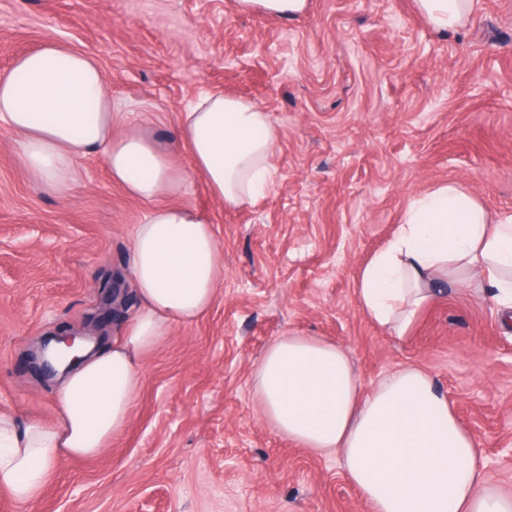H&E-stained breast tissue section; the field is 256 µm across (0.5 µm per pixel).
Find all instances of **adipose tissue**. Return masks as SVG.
I'll list each match as a JSON object with an SVG mask.
<instances>
[{
  "label": "adipose tissue",
  "mask_w": 512,
  "mask_h": 512,
  "mask_svg": "<svg viewBox=\"0 0 512 512\" xmlns=\"http://www.w3.org/2000/svg\"><path fill=\"white\" fill-rule=\"evenodd\" d=\"M436 32L466 26L477 0H415ZM112 102L98 63L46 40L0 73V128L17 137L16 160L52 191L74 179L77 158L101 152L113 183L151 203L133 237L134 317L107 349L87 357L59 384L53 422L20 420L0 407V488L14 500L40 498L64 458L96 457L128 424L141 361L173 324L192 325L224 279L213 224L172 204L202 176L224 204L240 206L275 183L279 139L268 112L206 93L181 115L173 145L138 128L112 135ZM176 142V143H177ZM478 277L502 314L512 313V212L489 213L457 183L414 198L388 243L361 270L362 309L404 335L434 299L440 279ZM267 419L305 448L340 451L345 473L372 512H512V496L489 486L485 458L432 377L416 367L364 389L341 347L308 336L271 343L256 374Z\"/></svg>",
  "instance_id": "adipose-tissue-1"
}]
</instances>
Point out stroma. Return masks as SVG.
<instances>
[{
    "mask_svg": "<svg viewBox=\"0 0 512 512\" xmlns=\"http://www.w3.org/2000/svg\"><path fill=\"white\" fill-rule=\"evenodd\" d=\"M94 57L113 135L174 139L202 93L250 99L279 130L275 186L229 207L202 180L179 203L213 223L224 280L195 324L144 358L125 429L92 459L58 463L43 496L0 512H371L340 453L264 420L256 368L288 335L337 344L364 387L416 366L512 493V329L487 294L442 283L401 337L355 293L412 199L452 180L512 211V0H480L439 34L415 0H309L295 20L234 0H0V73L47 39ZM0 130V407L52 421L58 379L31 363L43 337L111 345L136 313L132 239L150 206L112 183L100 155L64 193L41 185ZM119 286L114 307L104 291Z\"/></svg>",
    "mask_w": 512,
    "mask_h": 512,
    "instance_id": "1",
    "label": "stroma"
}]
</instances>
